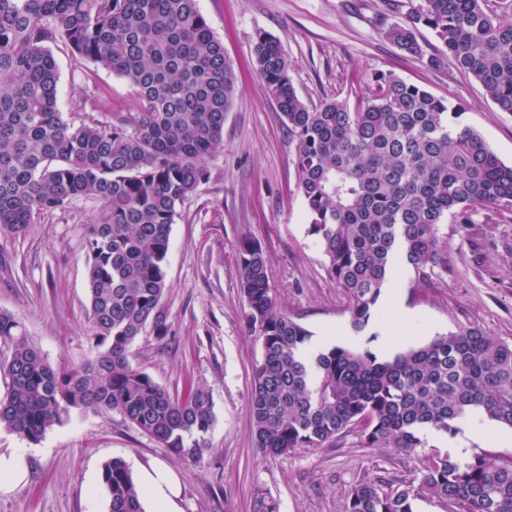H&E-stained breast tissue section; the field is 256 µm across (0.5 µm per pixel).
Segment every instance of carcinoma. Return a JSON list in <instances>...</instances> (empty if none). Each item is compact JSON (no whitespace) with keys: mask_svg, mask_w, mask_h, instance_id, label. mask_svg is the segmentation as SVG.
<instances>
[{"mask_svg":"<svg viewBox=\"0 0 512 512\" xmlns=\"http://www.w3.org/2000/svg\"><path fill=\"white\" fill-rule=\"evenodd\" d=\"M489 0H409L385 38L422 56L420 28L448 60L512 113V13ZM128 80L137 105L112 121L75 125L57 108L51 46ZM255 64L296 141V166L328 274L360 332L376 313L393 261L423 282L448 270L447 224H472L482 209L512 211V166L484 138L454 122L448 102L392 74L376 76L355 107L297 95L279 41L259 32ZM236 92L234 68L197 0H0V235L80 198L88 217L87 320L94 353L79 369L54 366L8 311L0 342L10 378L0 427L37 443L75 410L117 411L183 460L199 462L216 417L202 387L172 396L132 363L147 325L166 335L159 305L177 209L204 180V161L223 142ZM238 274L249 331L260 342L249 412L256 447L270 456L319 448L359 426L364 448L411 452L421 434H443L478 411L512 428V344L474 326L438 335L383 360L370 349L333 346L308 364L310 332L277 308L260 245L240 241ZM109 512H144L127 463L104 464ZM460 512H512V465L475 454L427 455L418 486L360 483L343 512H415L419 492ZM252 512H278L258 490Z\"/></svg>","mask_w":512,"mask_h":512,"instance_id":"cac0c4a2","label":"carcinoma"}]
</instances>
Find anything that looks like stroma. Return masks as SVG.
<instances>
[{
	"instance_id": "obj_1",
	"label": "stroma",
	"mask_w": 512,
	"mask_h": 512,
	"mask_svg": "<svg viewBox=\"0 0 512 512\" xmlns=\"http://www.w3.org/2000/svg\"><path fill=\"white\" fill-rule=\"evenodd\" d=\"M408 0H198V7L236 73V97L224 122L220 148L207 158V175L182 204L170 231L169 287L160 303L166 335L146 327L133 364L183 395L210 391L216 416L200 463L174 456L122 414L75 411L37 443L0 428V451L27 448L30 477L0 494V512H108L102 469L114 458L130 469L167 465L181 485L182 512H252L256 490L272 496L279 512H342L347 492L361 482L382 488L415 482L426 455L418 448H365L350 430L321 448L286 456L255 446L249 412L260 343L244 323L237 246L258 241L267 258L278 308L310 331L341 344L351 320L347 299L326 270L298 187L295 143L253 64L258 32L279 39L300 99L317 105L354 99L379 74L418 85L456 107L460 125L481 134L512 165V113L498 109L472 77L450 63L428 66L440 44L430 30L420 40L425 56L388 41L385 30L402 20ZM57 106L73 123L106 121L137 103L122 77L55 47ZM95 204L76 201L46 216L17 238L0 236V309L11 312L51 364L81 367L94 340L89 306L85 218ZM448 270L417 280L400 269L402 306L381 304L364 329L363 345L377 349L397 324L406 335L399 350L436 335L475 325L512 343V211H479L473 223L451 224Z\"/></svg>"
}]
</instances>
